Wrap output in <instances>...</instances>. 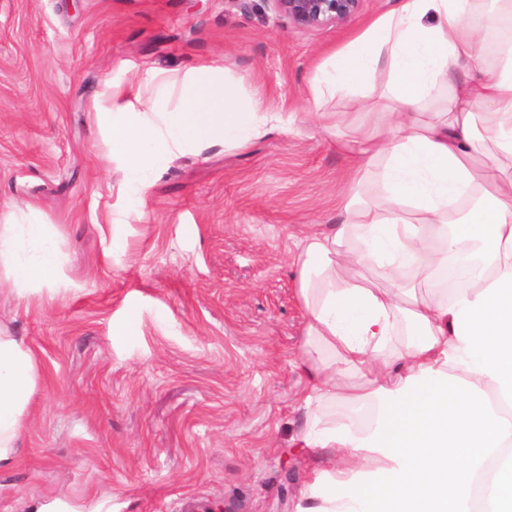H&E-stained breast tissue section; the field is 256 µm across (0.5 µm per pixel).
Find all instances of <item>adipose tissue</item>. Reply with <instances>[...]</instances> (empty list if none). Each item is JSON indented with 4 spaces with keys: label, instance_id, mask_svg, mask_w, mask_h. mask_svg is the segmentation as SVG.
Wrapping results in <instances>:
<instances>
[{
    "label": "adipose tissue",
    "instance_id": "adipose-tissue-1",
    "mask_svg": "<svg viewBox=\"0 0 512 512\" xmlns=\"http://www.w3.org/2000/svg\"><path fill=\"white\" fill-rule=\"evenodd\" d=\"M512 18V0H400L318 69L315 104L355 96L351 112H320L326 128H355L349 163L380 167L384 206L349 199L342 223L307 225L293 262L310 345L300 448L329 456L298 512H512V42L489 69L479 17ZM386 78L376 88L375 74ZM457 75L443 108L424 102ZM481 203L457 229L452 204ZM357 238L360 250L342 249ZM472 256L473 288L442 298L430 286L449 257ZM0 259L13 287L57 281L47 225L0 226ZM372 263L388 287L355 276ZM412 270L417 287L401 284ZM407 343L393 350L398 335ZM330 361H323L322 353ZM35 355L0 336V464L12 463L36 386ZM342 400L363 424L323 410Z\"/></svg>",
    "mask_w": 512,
    "mask_h": 512
}]
</instances>
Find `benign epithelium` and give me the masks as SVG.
<instances>
[{"label":"benign epithelium","mask_w":512,"mask_h":512,"mask_svg":"<svg viewBox=\"0 0 512 512\" xmlns=\"http://www.w3.org/2000/svg\"><path fill=\"white\" fill-rule=\"evenodd\" d=\"M276 13L298 28L336 26L352 20L362 0H269Z\"/></svg>","instance_id":"obj_1"}]
</instances>
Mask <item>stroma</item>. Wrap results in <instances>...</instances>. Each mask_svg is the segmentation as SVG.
Masks as SVG:
<instances>
[{
	"instance_id": "35a3bbf8",
	"label": "stroma",
	"mask_w": 512,
	"mask_h": 512,
	"mask_svg": "<svg viewBox=\"0 0 512 512\" xmlns=\"http://www.w3.org/2000/svg\"><path fill=\"white\" fill-rule=\"evenodd\" d=\"M396 2L302 29L269 0H0V225L37 213L62 260L34 292L0 263V334L38 376L0 512H296L326 462L292 448L306 387L294 242L338 223L342 199L382 197L378 172L353 183L340 131L312 127L310 85ZM201 66L292 131L173 155L129 205L95 113L144 109L159 76ZM132 312L137 334L114 335Z\"/></svg>"
}]
</instances>
